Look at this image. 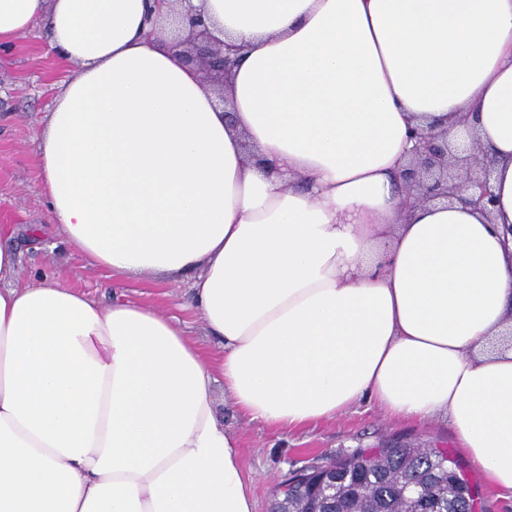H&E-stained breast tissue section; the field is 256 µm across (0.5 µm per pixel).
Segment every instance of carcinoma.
<instances>
[{
  "label": "carcinoma",
  "instance_id": "1",
  "mask_svg": "<svg viewBox=\"0 0 512 512\" xmlns=\"http://www.w3.org/2000/svg\"><path fill=\"white\" fill-rule=\"evenodd\" d=\"M445 453L417 445L407 448L356 450L345 457H327L305 469L303 481L283 492L278 506L316 512H464L467 479L448 473ZM336 468V492L324 490L319 479Z\"/></svg>",
  "mask_w": 512,
  "mask_h": 512
}]
</instances>
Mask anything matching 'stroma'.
I'll list each match as a JSON object with an SVG mask.
<instances>
[{
    "mask_svg": "<svg viewBox=\"0 0 512 512\" xmlns=\"http://www.w3.org/2000/svg\"><path fill=\"white\" fill-rule=\"evenodd\" d=\"M73 71L71 64L49 51L46 32L39 25L0 52V228L11 233L22 255L20 281L26 284L35 275L46 274L104 305L119 299L155 307L197 343L204 357H211L216 346L192 307L187 279L152 273L110 275L64 243L48 218L39 178L40 135L61 84ZM220 412L239 440L255 512H270L272 491L289 472L327 455L345 456L394 441L448 448L476 487L482 512H512V496L502 495L468 460L445 418L425 423L393 420L366 401L330 422L284 432L248 421L228 402Z\"/></svg>",
    "mask_w": 512,
    "mask_h": 512,
    "instance_id": "stroma-1",
    "label": "stroma"
}]
</instances>
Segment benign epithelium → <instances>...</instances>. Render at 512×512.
<instances>
[{
	"label": "benign epithelium",
	"instance_id": "1",
	"mask_svg": "<svg viewBox=\"0 0 512 512\" xmlns=\"http://www.w3.org/2000/svg\"><path fill=\"white\" fill-rule=\"evenodd\" d=\"M177 2L181 30L172 39L171 48L196 68L205 85L219 91L237 63L234 49L212 36L208 18L193 0ZM447 137L431 126L410 130L413 159L403 173L407 198L416 205L451 203L468 192L471 204L489 210L494 195L484 159L473 145L463 156L452 152Z\"/></svg>",
	"mask_w": 512,
	"mask_h": 512
}]
</instances>
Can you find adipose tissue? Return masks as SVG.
Here are the masks:
<instances>
[{
  "instance_id": "ef3b65f1",
  "label": "adipose tissue",
  "mask_w": 512,
  "mask_h": 512,
  "mask_svg": "<svg viewBox=\"0 0 512 512\" xmlns=\"http://www.w3.org/2000/svg\"><path fill=\"white\" fill-rule=\"evenodd\" d=\"M149 0H0L77 67L41 133L63 240L191 275L220 354L156 309L18 286L0 235V512H254L216 383L282 430L373 401L447 417L512 494V0H203L242 46L223 100L147 34ZM479 134L495 196L405 206L420 122Z\"/></svg>"
}]
</instances>
